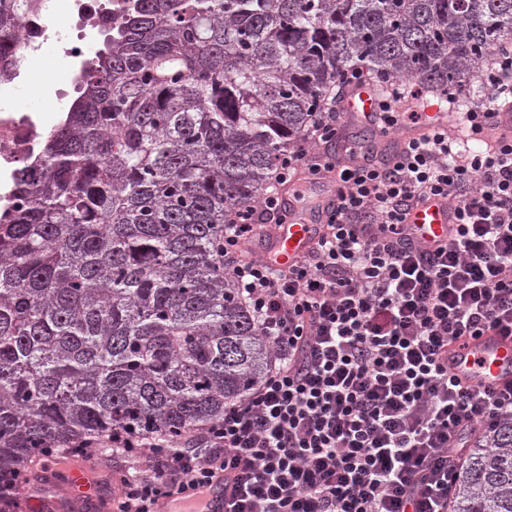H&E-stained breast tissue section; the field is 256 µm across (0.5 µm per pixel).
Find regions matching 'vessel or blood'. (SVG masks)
I'll use <instances>...</instances> for the list:
<instances>
[{
  "label": "vessel or blood",
  "instance_id": "vessel-or-blood-1",
  "mask_svg": "<svg viewBox=\"0 0 512 512\" xmlns=\"http://www.w3.org/2000/svg\"><path fill=\"white\" fill-rule=\"evenodd\" d=\"M378 92L365 83L351 89L343 102L347 118L354 123L371 124ZM438 129L450 131L459 139L470 136L457 112L425 107L419 123L407 128L403 140L420 137ZM310 190L315 197L312 210L299 212L291 186H282L280 204L290 211L285 223L275 225L270 236L259 240L256 254L274 268L293 264L320 239L324 226L336 208L337 189L332 177L314 180ZM416 244L432 248L445 242L451 224L448 203L431 197L419 201L407 216ZM448 369L462 384L474 389L501 392L512 386V336L489 331L467 336L448 348ZM57 477L51 483L32 487L31 502L37 512H103L112 493V480L105 466L88 468L77 463L53 464ZM165 512H225L224 480L215 478L189 497H172L164 504Z\"/></svg>",
  "mask_w": 512,
  "mask_h": 512
}]
</instances>
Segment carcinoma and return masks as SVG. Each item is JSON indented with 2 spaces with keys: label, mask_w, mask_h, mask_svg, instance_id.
<instances>
[{
  "label": "carcinoma",
  "mask_w": 512,
  "mask_h": 512,
  "mask_svg": "<svg viewBox=\"0 0 512 512\" xmlns=\"http://www.w3.org/2000/svg\"><path fill=\"white\" fill-rule=\"evenodd\" d=\"M20 0H0V44ZM512 0H131L0 216V477L112 430L172 446L224 418L270 347L224 275L227 212L275 182L343 74L462 106ZM454 512H512V420Z\"/></svg>",
  "instance_id": "1"
}]
</instances>
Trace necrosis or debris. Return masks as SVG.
Returning <instances> with one entry per match:
<instances>
[{"label":"necrosis or debris","instance_id":"1","mask_svg":"<svg viewBox=\"0 0 512 512\" xmlns=\"http://www.w3.org/2000/svg\"><path fill=\"white\" fill-rule=\"evenodd\" d=\"M129 0H38L24 10L14 41L0 51L12 77L0 81V203L11 199L15 174L32 165L53 128L43 112L24 106L21 90L30 82V61L49 49L72 61L86 62L99 35L123 21Z\"/></svg>","mask_w":512,"mask_h":512}]
</instances>
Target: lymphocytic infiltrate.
Returning <instances> with one entry per match:
<instances>
[{
	"label": "lymphocytic infiltrate",
	"instance_id": "f902f5d3",
	"mask_svg": "<svg viewBox=\"0 0 512 512\" xmlns=\"http://www.w3.org/2000/svg\"><path fill=\"white\" fill-rule=\"evenodd\" d=\"M468 121L481 150L442 131L344 165L297 146L275 189L230 210L224 272L271 345L267 371L179 448L117 431L69 446L133 461L113 512H159L219 472L228 512H452L472 445L512 418V387L476 391L448 370L461 337L512 335V140L494 135L489 104ZM303 166L337 177L319 241L281 269L245 259V244L284 223L277 189ZM435 196L455 222L426 249L405 220Z\"/></svg>",
	"mask_w": 512,
	"mask_h": 512
}]
</instances>
